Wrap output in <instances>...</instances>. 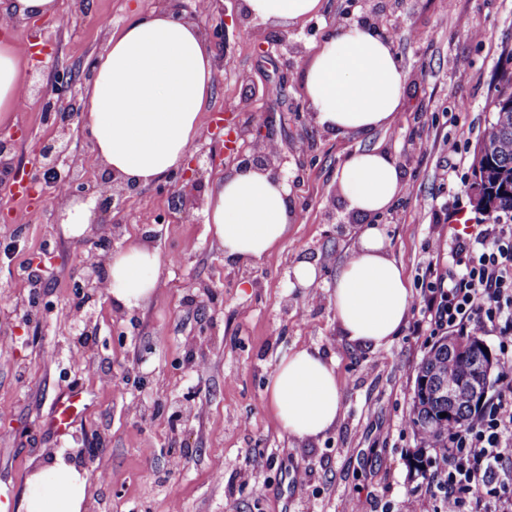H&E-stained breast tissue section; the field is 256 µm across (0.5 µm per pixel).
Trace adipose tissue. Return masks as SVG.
Instances as JSON below:
<instances>
[{
	"label": "adipose tissue",
	"mask_w": 512,
	"mask_h": 512,
	"mask_svg": "<svg viewBox=\"0 0 512 512\" xmlns=\"http://www.w3.org/2000/svg\"><path fill=\"white\" fill-rule=\"evenodd\" d=\"M322 0H243L245 13L296 25L317 16ZM214 60L191 20L164 10L136 15L108 41L83 96V129L92 155L113 175L145 187L183 165L197 147L200 114L210 98ZM24 76L9 25L0 26V120L16 111ZM405 73L391 40L370 23L339 25L307 56L303 99L318 127L334 136H366L390 126L405 103ZM336 177L347 207L364 217L358 241L337 268L332 305L347 342L388 348L402 328L412 290L372 216L403 191L395 158L373 146L348 155ZM292 179L248 166L220 177L206 197L205 222L232 261L262 260L284 240L293 218ZM157 250L133 240L109 262L107 291L121 310L140 307L158 287ZM267 402L288 435L311 440L338 421L343 390L336 364L319 350L283 355L266 387ZM87 478L63 455L27 481L21 512H84Z\"/></svg>",
	"instance_id": "adipose-tissue-1"
}]
</instances>
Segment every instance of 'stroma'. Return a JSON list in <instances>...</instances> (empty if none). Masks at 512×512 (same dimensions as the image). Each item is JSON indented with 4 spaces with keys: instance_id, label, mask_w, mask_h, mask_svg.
I'll return each instance as SVG.
<instances>
[{
    "instance_id": "35a3bbf8",
    "label": "stroma",
    "mask_w": 512,
    "mask_h": 512,
    "mask_svg": "<svg viewBox=\"0 0 512 512\" xmlns=\"http://www.w3.org/2000/svg\"><path fill=\"white\" fill-rule=\"evenodd\" d=\"M60 2L59 19L14 27L24 69L42 67L46 91L59 68L87 84L110 35L160 7L159 0ZM381 2L402 23L392 41L406 74L405 108L364 137L322 131L300 86L307 47L340 13L362 15L359 0H326L319 17L298 24L296 53L281 40L284 26L228 24L224 47L214 50L226 64L201 113L198 188L187 193L165 179L100 216L102 231L119 226L116 248L142 240L164 259L154 296L126 314L105 290L79 291L83 260L96 246L63 235L66 195L48 185L26 205L12 195L16 180L32 176L36 150L59 136L24 80L15 120L0 124V135L14 139L11 164L0 171V491L9 512H18L28 477L58 452L88 475L86 512H399L408 498L433 512L432 488L409 467L416 442L407 424L416 366L433 339L415 334L411 312L388 349L341 340L332 283L364 218L346 209L336 170L366 147L397 159L406 191L377 222L421 293L433 242L452 232L449 213L470 205L480 132L493 119L501 74L512 72V0ZM474 29L485 31L484 41L471 39ZM273 85L279 98L266 95ZM227 121L244 128L245 152L257 136L273 140L295 175L288 235L254 264L225 262L205 224L204 196L234 166L224 149ZM68 140L78 182H100L103 167L85 162L91 147L81 119ZM450 141L458 146L453 157ZM302 259L318 278L290 287ZM74 305L83 321L66 319ZM303 346L335 361L344 395L335 427L315 440L285 433L265 397L279 358ZM74 387L88 408L67 434L54 435L45 425L51 406ZM256 455L266 464L253 472ZM299 472L307 475L301 485Z\"/></svg>"
}]
</instances>
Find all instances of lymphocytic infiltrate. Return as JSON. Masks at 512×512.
I'll return each mask as SVG.
<instances>
[{
  "label": "lymphocytic infiltrate",
  "instance_id": "1",
  "mask_svg": "<svg viewBox=\"0 0 512 512\" xmlns=\"http://www.w3.org/2000/svg\"><path fill=\"white\" fill-rule=\"evenodd\" d=\"M416 333L467 336L488 330L498 344L490 390L469 423L430 457L436 512H512V215L475 214L448 239V264L429 261Z\"/></svg>",
  "mask_w": 512,
  "mask_h": 512
}]
</instances>
